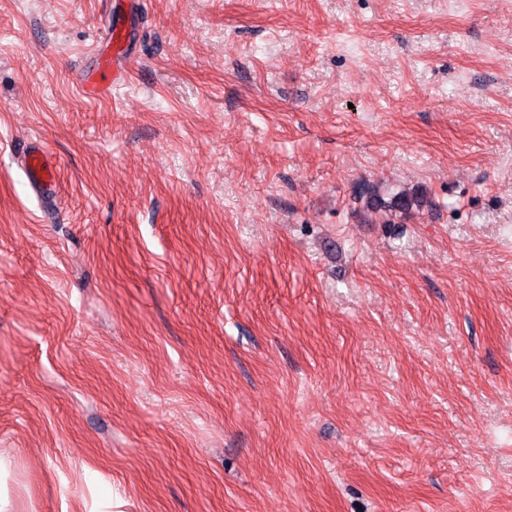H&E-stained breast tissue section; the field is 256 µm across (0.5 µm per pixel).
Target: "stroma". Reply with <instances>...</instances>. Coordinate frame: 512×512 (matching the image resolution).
Masks as SVG:
<instances>
[{"label":"stroma","mask_w":512,"mask_h":512,"mask_svg":"<svg viewBox=\"0 0 512 512\" xmlns=\"http://www.w3.org/2000/svg\"><path fill=\"white\" fill-rule=\"evenodd\" d=\"M0 456L13 512H512V0H0ZM30 181L40 189L50 190L54 184V167L44 151L30 154L26 165Z\"/></svg>","instance_id":"obj_1"}]
</instances>
